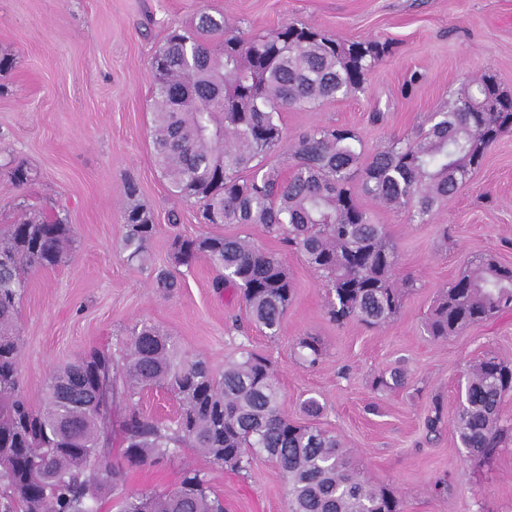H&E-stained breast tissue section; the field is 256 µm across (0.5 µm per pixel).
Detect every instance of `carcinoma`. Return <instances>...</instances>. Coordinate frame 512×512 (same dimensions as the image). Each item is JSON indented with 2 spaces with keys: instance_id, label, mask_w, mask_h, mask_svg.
<instances>
[{
  "instance_id": "carcinoma-1",
  "label": "carcinoma",
  "mask_w": 512,
  "mask_h": 512,
  "mask_svg": "<svg viewBox=\"0 0 512 512\" xmlns=\"http://www.w3.org/2000/svg\"><path fill=\"white\" fill-rule=\"evenodd\" d=\"M383 53L376 41L346 43L296 24L245 38L224 17L203 12L191 29L172 33L153 62V145L171 191L199 202L204 224L257 225L300 252L325 279L328 314L339 325H385L413 287L396 279V247L357 202L353 182L367 197L406 211L410 223L426 224L512 128V96L481 76L434 113L427 131L394 138L370 158L354 130L316 126L294 144L289 174L265 163L285 139L282 112L362 89ZM0 167L19 187L36 177L11 156ZM123 219L122 252L141 262L156 232L153 217L131 204ZM75 236L63 219L31 213L0 228V512H102L109 488L123 477L107 462L120 402L129 408L122 431L130 463H165L185 446L245 472L262 454L287 481L288 512H402L392 491L348 469L335 436L280 413L271 363L244 346L239 359L216 372L201 357L185 360L174 337L142 322L124 355L89 350L56 369L41 406L31 405L20 384L17 306L28 272L58 266ZM171 250L177 266L207 259L218 272L215 287L238 289L252 321L278 334L294 291L279 256L224 235H177ZM511 306L512 269L478 256L443 289L426 331L446 338ZM297 357L314 366L322 349L303 338ZM147 387L177 397L175 421L159 424L137 411ZM511 392V364L488 355L473 367L456 419L468 453H495L502 436L497 409ZM115 508L224 512V501L205 474L190 469L175 489L126 495Z\"/></svg>"
}]
</instances>
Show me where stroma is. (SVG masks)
I'll return each mask as SVG.
<instances>
[{
  "label": "stroma",
  "instance_id": "obj_1",
  "mask_svg": "<svg viewBox=\"0 0 512 512\" xmlns=\"http://www.w3.org/2000/svg\"><path fill=\"white\" fill-rule=\"evenodd\" d=\"M203 11L248 35L293 22L338 39L389 43L362 90L283 112L287 138L275 155L282 163L298 136L319 125L351 127L374 152L429 127L453 92L487 72L512 95V0H0V54L14 59L0 74V152L37 173L20 188L0 169V225L38 204L76 231L61 264L30 273L19 306L27 400L40 406L55 369L115 346L146 321L174 336L186 359L204 357L217 371L243 346L269 359L280 412L335 435L350 468L392 488L404 512H512V393L499 408L508 433L493 458L469 456L455 431L470 365L489 354L512 362V308L445 339L424 329L437 295L470 259L491 255L512 266V129L429 223H409L403 211L361 197L397 247L398 277L411 278L413 288L382 327L336 324L322 278L299 252L257 226L199 223V204L172 195L156 166L152 61L172 30L190 28ZM131 181L139 188L132 201L157 226L142 266L119 252ZM211 232L249 237L283 259L295 295L279 335L251 322L235 289L214 288L206 260L173 266L175 234ZM161 270L178 278L174 292L157 287ZM307 337L323 350L313 367L294 355ZM396 368L404 383L379 385ZM310 397L321 405L314 416L302 406ZM186 468L206 475L224 512L288 510L287 484L263 455L237 473L185 448L168 463L126 466L118 491L175 488ZM443 476L448 489L434 494Z\"/></svg>",
  "mask_w": 512,
  "mask_h": 512
}]
</instances>
